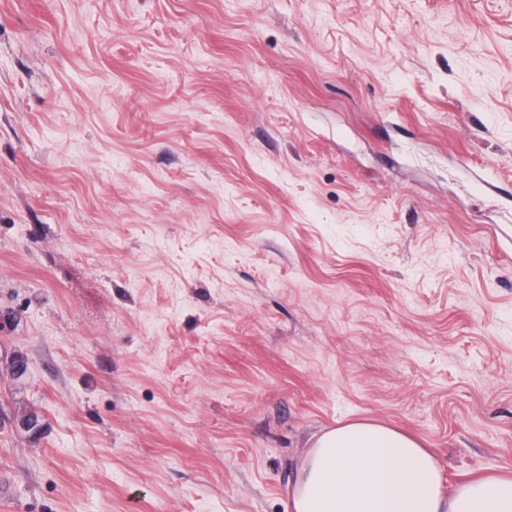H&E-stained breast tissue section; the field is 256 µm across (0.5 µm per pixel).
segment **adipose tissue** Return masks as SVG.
<instances>
[{
	"label": "adipose tissue",
	"instance_id": "obj_1",
	"mask_svg": "<svg viewBox=\"0 0 512 512\" xmlns=\"http://www.w3.org/2000/svg\"><path fill=\"white\" fill-rule=\"evenodd\" d=\"M289 487L290 512H512L511 476L442 491L431 451L370 419L318 435Z\"/></svg>",
	"mask_w": 512,
	"mask_h": 512
}]
</instances>
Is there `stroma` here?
Masks as SVG:
<instances>
[{
	"instance_id": "1",
	"label": "stroma",
	"mask_w": 512,
	"mask_h": 512,
	"mask_svg": "<svg viewBox=\"0 0 512 512\" xmlns=\"http://www.w3.org/2000/svg\"><path fill=\"white\" fill-rule=\"evenodd\" d=\"M362 419L512 470V0H0V512H288Z\"/></svg>"
}]
</instances>
